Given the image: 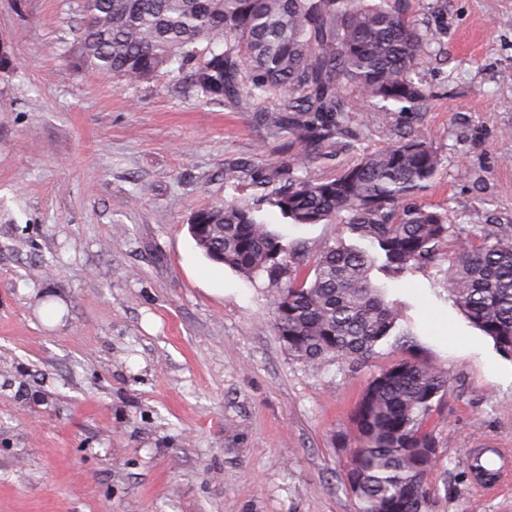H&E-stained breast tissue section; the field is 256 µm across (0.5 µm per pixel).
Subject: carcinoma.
I'll list each match as a JSON object with an SVG mask.
<instances>
[{
    "label": "carcinoma",
    "mask_w": 512,
    "mask_h": 512,
    "mask_svg": "<svg viewBox=\"0 0 512 512\" xmlns=\"http://www.w3.org/2000/svg\"><path fill=\"white\" fill-rule=\"evenodd\" d=\"M81 66L135 85L173 64L184 88L207 101L274 112L298 151L268 204L293 224L346 225L358 243L326 244L308 270L253 211L232 203L201 209V246L213 261L273 287L274 330L288 354L315 369L328 359L366 362L394 338L402 307L373 280H395L451 246L448 293L458 311L512 356V229L461 238L448 213L414 201L442 166L431 144L407 134L334 178L312 172L319 148L370 105L379 123L391 106H428L415 81L438 35L410 20L402 0H78ZM448 393V374L408 356L371 381L343 433L353 447L347 482L359 512H429L426 478L437 447L428 421Z\"/></svg>",
    "instance_id": "cac0c4a2"
}]
</instances>
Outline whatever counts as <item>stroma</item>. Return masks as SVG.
Here are the masks:
<instances>
[{
  "mask_svg": "<svg viewBox=\"0 0 512 512\" xmlns=\"http://www.w3.org/2000/svg\"><path fill=\"white\" fill-rule=\"evenodd\" d=\"M407 8L440 37L417 70L429 107L385 125L349 113L315 171L407 132L442 158L419 204L467 231L512 228V0ZM80 26L76 0H0V512H357L341 434L401 351L294 360L267 277L208 259L189 222L249 207L308 260L347 230L260 201L254 178L288 177V129L175 74L121 86L80 67ZM447 272L443 257L387 285L416 359L448 374L430 512H512V482L482 491L467 460L512 449V358L453 307Z\"/></svg>",
  "mask_w": 512,
  "mask_h": 512,
  "instance_id": "stroma-1",
  "label": "stroma"
}]
</instances>
